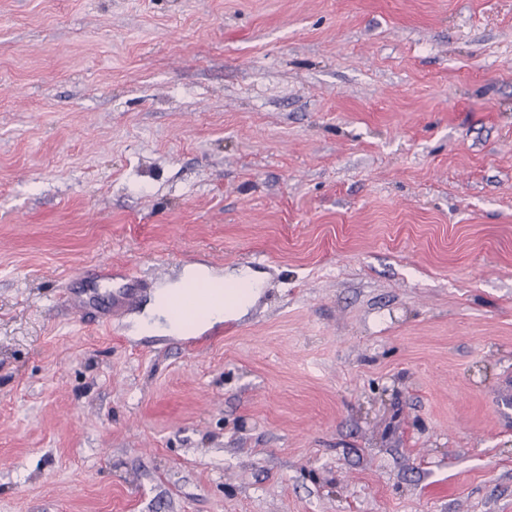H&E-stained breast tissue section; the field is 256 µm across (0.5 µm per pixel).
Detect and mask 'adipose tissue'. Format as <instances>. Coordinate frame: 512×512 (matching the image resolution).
I'll return each instance as SVG.
<instances>
[{
	"instance_id": "ef3b65f1",
	"label": "adipose tissue",
	"mask_w": 512,
	"mask_h": 512,
	"mask_svg": "<svg viewBox=\"0 0 512 512\" xmlns=\"http://www.w3.org/2000/svg\"><path fill=\"white\" fill-rule=\"evenodd\" d=\"M260 291V284L253 273H238L217 277L204 269L189 270L175 288L163 291L156 297L155 308L165 319L163 333L179 335L188 330V323L176 308L189 298L206 302V310L199 316L197 327H212L233 315L246 313Z\"/></svg>"
}]
</instances>
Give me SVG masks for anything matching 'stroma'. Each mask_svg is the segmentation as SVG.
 <instances>
[{
  "mask_svg": "<svg viewBox=\"0 0 512 512\" xmlns=\"http://www.w3.org/2000/svg\"><path fill=\"white\" fill-rule=\"evenodd\" d=\"M508 388L512 0H0V512H512ZM224 284L230 288L224 289ZM259 291V282L248 270L217 277L210 275L206 269H190L175 288L163 291L156 297L155 309L165 319L161 331L168 335H182L192 326L196 329L209 328L232 315L244 314L253 305ZM189 298H200L207 304V309L192 323H187L174 312L178 305Z\"/></svg>",
  "mask_w": 512,
  "mask_h": 512,
  "instance_id": "obj_1",
  "label": "stroma"
}]
</instances>
